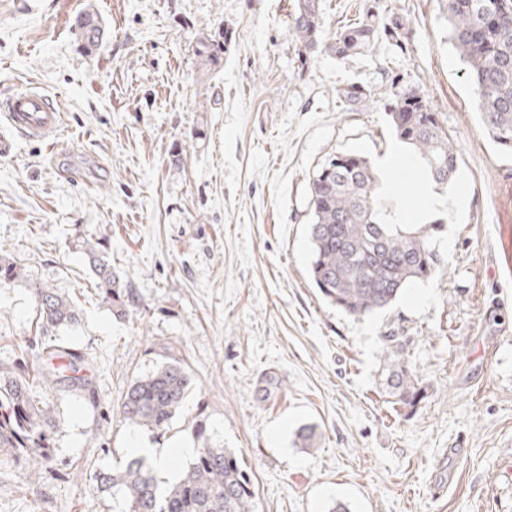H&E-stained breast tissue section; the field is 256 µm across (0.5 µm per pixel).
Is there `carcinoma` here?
<instances>
[{"label": "carcinoma", "mask_w": 512, "mask_h": 512, "mask_svg": "<svg viewBox=\"0 0 512 512\" xmlns=\"http://www.w3.org/2000/svg\"><path fill=\"white\" fill-rule=\"evenodd\" d=\"M450 41L464 65L476 94L483 128L501 147L512 150V0H447ZM290 22L298 56L306 61L321 47L338 57L373 51L383 39L399 38V26L364 16L336 30L321 42L322 14L318 0H298ZM102 20L91 10L75 21L81 48L94 53L100 46ZM195 54L209 66L221 64L224 44L199 40ZM398 139L411 146L436 188H446L457 173L456 145L437 112L414 89L395 93L389 112ZM308 202L312 212V257L309 278L321 296L345 314L360 318L393 306L412 285L432 277L440 259L435 240L444 223L406 224L394 197L366 158L338 153L310 177ZM75 249L87 259L95 288L117 315L126 312L129 293L112 272V259L100 239L76 240ZM24 279L21 266L0 256V287ZM40 331L68 328L78 321L75 304L47 285L34 287ZM386 382L395 404L415 411L428 397V385L402 357L403 344L393 334L384 337ZM38 366L0 367V448L17 456L51 459L59 428L54 407L57 393L80 391L95 398L89 378L90 357L70 344L44 337ZM193 384L184 364L173 359L134 380L123 395L121 414L129 425L149 431L166 430ZM103 492L121 496L122 512H253L254 492L239 453L206 445L196 449L175 482L162 486L153 466L143 457L123 467L95 474Z\"/></svg>", "instance_id": "1"}]
</instances>
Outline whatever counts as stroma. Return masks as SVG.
Here are the masks:
<instances>
[{
    "label": "stroma",
    "instance_id": "35a3bbf8",
    "mask_svg": "<svg viewBox=\"0 0 512 512\" xmlns=\"http://www.w3.org/2000/svg\"><path fill=\"white\" fill-rule=\"evenodd\" d=\"M297 0H0V100L57 101L56 142L0 123V254L23 282L0 288V366L34 364L36 285L74 302L61 340L90 353L96 403L56 402L53 459L0 450V512H120L95 474L131 446L241 451L255 512H512V151L481 126L449 39L446 0H319L322 39L374 7L399 41L299 61ZM103 43L85 53L76 15ZM223 37V65L193 49ZM366 88L355 104L350 85ZM415 88L454 137L458 170L434 189L389 125L397 86ZM377 165L405 223L439 218L434 277L387 312L353 318L312 285L308 183L330 156ZM102 239L130 294L117 316L77 236ZM401 336L428 384L416 413L384 386V336ZM180 359L193 386L166 431L128 426L122 396ZM317 426V450L295 443ZM187 453L176 452L177 444ZM102 20L95 11L87 10L80 14L75 21V28L78 30V39L81 48L86 53H94L100 46Z\"/></svg>",
    "mask_w": 512,
    "mask_h": 512
}]
</instances>
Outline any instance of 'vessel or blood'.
I'll return each instance as SVG.
<instances>
[{"label":"vessel or blood","mask_w":512,"mask_h":512,"mask_svg":"<svg viewBox=\"0 0 512 512\" xmlns=\"http://www.w3.org/2000/svg\"><path fill=\"white\" fill-rule=\"evenodd\" d=\"M6 117L13 128L30 138H43L59 127L60 112L47 96L26 90L10 97L5 105Z\"/></svg>","instance_id":"b4317fda"}]
</instances>
